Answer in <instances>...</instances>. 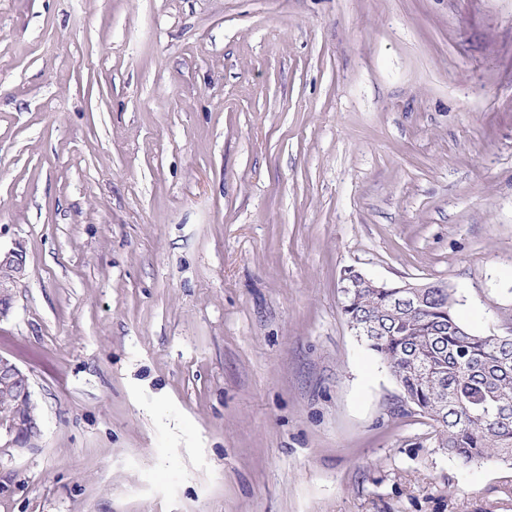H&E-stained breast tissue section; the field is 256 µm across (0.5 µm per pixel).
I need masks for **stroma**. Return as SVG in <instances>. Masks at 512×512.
Instances as JSON below:
<instances>
[{
	"label": "stroma",
	"instance_id": "35a3bbf8",
	"mask_svg": "<svg viewBox=\"0 0 512 512\" xmlns=\"http://www.w3.org/2000/svg\"><path fill=\"white\" fill-rule=\"evenodd\" d=\"M0 512H512L398 410L354 267L512 310V0H0ZM5 270L9 276L0 281V298L6 302L0 306V320L6 318L13 304V288L25 273V252L19 248L3 250L0 247V270ZM0 419H8L25 410L18 400L29 408L17 414L13 419L0 420V439L18 455L33 454L40 450L42 423L40 417L33 416L34 403L32 387L28 374L11 359L0 356Z\"/></svg>",
	"mask_w": 512,
	"mask_h": 512
}]
</instances>
